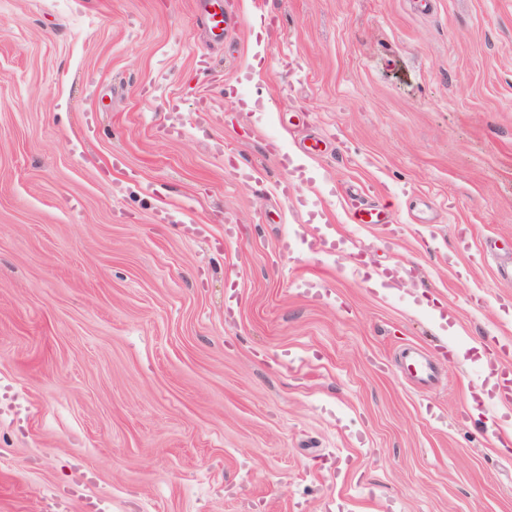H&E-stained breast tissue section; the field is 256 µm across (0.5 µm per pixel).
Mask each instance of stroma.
Instances as JSON below:
<instances>
[{"label": "stroma", "mask_w": 512, "mask_h": 512, "mask_svg": "<svg viewBox=\"0 0 512 512\" xmlns=\"http://www.w3.org/2000/svg\"><path fill=\"white\" fill-rule=\"evenodd\" d=\"M223 7L0 0V512H512V0ZM349 220L352 224H389L391 215L383 208L362 204L350 213Z\"/></svg>", "instance_id": "35a3bbf8"}]
</instances>
